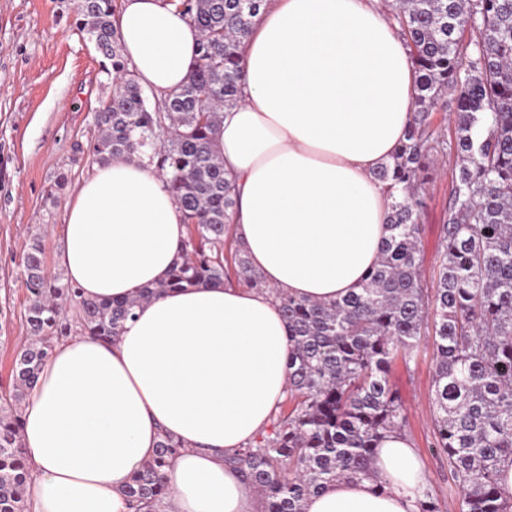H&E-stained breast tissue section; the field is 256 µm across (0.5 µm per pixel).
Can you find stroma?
<instances>
[{
  "label": "stroma",
  "instance_id": "obj_1",
  "mask_svg": "<svg viewBox=\"0 0 512 512\" xmlns=\"http://www.w3.org/2000/svg\"><path fill=\"white\" fill-rule=\"evenodd\" d=\"M77 0H0V384L26 335L28 292L17 276L29 235L46 233L47 264L62 273L60 239L66 204L94 162V115L112 97L102 57L75 24ZM457 171L454 154L438 157L424 191L420 224L421 276L438 279L441 227ZM434 356L423 335L411 367L396 365L390 382L402 399L410 439L425 482L442 512H461L448 462L433 449Z\"/></svg>",
  "mask_w": 512,
  "mask_h": 512
}]
</instances>
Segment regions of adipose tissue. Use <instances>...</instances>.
<instances>
[{
  "mask_svg": "<svg viewBox=\"0 0 512 512\" xmlns=\"http://www.w3.org/2000/svg\"><path fill=\"white\" fill-rule=\"evenodd\" d=\"M116 27L142 90L185 84L198 34L172 0H122ZM239 100L216 144L238 192L236 245L265 285L169 291L115 340L55 347L27 400L33 512H128L123 488L162 434L175 512H263L226 459L268 426L288 386L276 290L330 303L380 259L388 201L374 173L405 138L417 72L385 0H264L241 43ZM60 262L87 297L165 282L187 239L148 156L95 166L68 201ZM376 480L344 479L304 512H419L423 471L406 435L376 450Z\"/></svg>",
  "mask_w": 512,
  "mask_h": 512,
  "instance_id": "obj_1",
  "label": "adipose tissue"
}]
</instances>
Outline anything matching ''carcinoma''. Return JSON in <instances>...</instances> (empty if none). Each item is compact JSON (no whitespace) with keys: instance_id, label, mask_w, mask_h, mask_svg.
<instances>
[{"instance_id":"cac0c4a2","label":"carcinoma","mask_w":512,"mask_h":512,"mask_svg":"<svg viewBox=\"0 0 512 512\" xmlns=\"http://www.w3.org/2000/svg\"><path fill=\"white\" fill-rule=\"evenodd\" d=\"M261 2L176 0L199 33L197 57L180 91L152 108L122 54L120 3L83 0L76 26L112 75V99L95 113L92 155L104 164L151 149L188 239L167 281L113 300L85 298L60 283L48 269L44 232L32 233L20 262L26 341L13 359L11 385L0 387V512H30L25 403L60 341L74 331L110 341L145 301L229 282L224 245L237 201L215 134L223 109L238 102V48ZM389 7L419 73L405 142L374 173L389 199V235L360 292L329 304L280 295L292 408L230 458L256 485L265 512H304L307 497L325 484L371 477L379 441L405 423L392 366L400 360L410 367L430 320L434 448L448 459L462 512H512V497L500 487L501 464L512 463V0H391ZM448 94L456 101L459 166L431 296L421 279L422 185L433 154L448 151L432 117ZM233 271L240 284L264 286L239 249ZM181 448L161 437L122 490L134 512H172L165 468Z\"/></svg>"}]
</instances>
